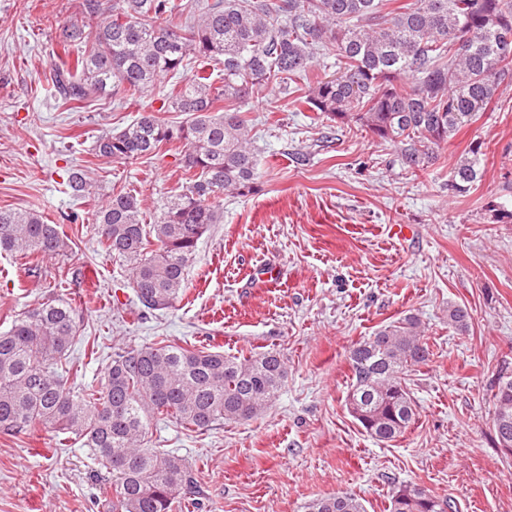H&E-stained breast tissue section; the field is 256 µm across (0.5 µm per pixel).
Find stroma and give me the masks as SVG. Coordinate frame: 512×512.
<instances>
[{"label":"stroma","instance_id":"1","mask_svg":"<svg viewBox=\"0 0 512 512\" xmlns=\"http://www.w3.org/2000/svg\"><path fill=\"white\" fill-rule=\"evenodd\" d=\"M78 0H0V209L36 211L63 226L72 253L33 269L0 252V332L59 295L81 314L69 383L95 385L120 348L165 341L228 356L277 350L287 376L265 412L206 430L152 421L149 447L185 459L195 492L173 512H303L312 498L347 490L367 512H387L392 488L417 483L451 499L453 512H512V457L494 443V385L512 374V84L413 174L390 144L357 125L333 124L268 87L245 101L259 187L217 200L223 213L198 243L175 307L142 314L121 263L94 231L112 189L146 207L178 186L174 152L133 161L94 156L158 93L126 101L110 92L63 107L50 80L65 55L61 28ZM488 144L470 193L448 191L472 141ZM84 166L96 192L73 196L70 168ZM404 224L407 238L391 228ZM273 271L276 285L266 282ZM472 314L467 331L448 308ZM417 315L433 351L411 371L418 406L396 441L369 437L350 414L349 349L381 325ZM111 477L70 434L0 432V512H103Z\"/></svg>","mask_w":512,"mask_h":512}]
</instances>
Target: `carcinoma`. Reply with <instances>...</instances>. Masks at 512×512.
Returning <instances> with one entry per match:
<instances>
[{
	"label": "carcinoma",
	"instance_id": "1",
	"mask_svg": "<svg viewBox=\"0 0 512 512\" xmlns=\"http://www.w3.org/2000/svg\"><path fill=\"white\" fill-rule=\"evenodd\" d=\"M174 0H81L79 18L58 43L77 50L74 65L56 70L54 88L84 103L115 87L137 99L164 76L179 78L161 112H182L179 124L142 112L118 132L98 137L94 154L130 160L177 150L182 182L158 202L153 220L130 190L112 191L95 214L98 243L128 267L145 312L173 307L187 284L198 241L222 215L213 201L255 191L258 159L242 103L254 90L280 86L324 118L354 123L397 147L401 164L424 171L435 151L512 82V0H208L184 23L172 21ZM336 57V73L308 81L317 57ZM221 66L223 84L192 63ZM407 81L409 88H401ZM485 142L474 140L455 165L448 191H470L481 174ZM73 194L90 193L85 170L68 174ZM73 242L59 224L33 211L0 210V250L43 259ZM467 308H448V323L469 327ZM80 315L59 296L25 311L0 333V431L19 434L35 423L83 440L112 477L105 512H172L195 478L184 459L146 447L151 420L174 417L204 429L250 420L277 397L286 366L277 351L242 359L207 348L159 342L114 353L97 386L74 388L63 361ZM420 319L405 315L354 344L347 407L381 443L403 436L416 403L406 376L430 361ZM495 442L512 456V375L493 393ZM305 512H366L339 490L311 499ZM389 512H453L446 498L417 483L392 489Z\"/></svg>",
	"mask_w": 512,
	"mask_h": 512
}]
</instances>
